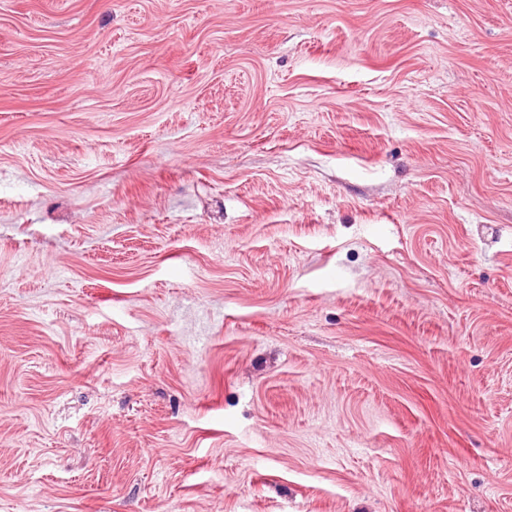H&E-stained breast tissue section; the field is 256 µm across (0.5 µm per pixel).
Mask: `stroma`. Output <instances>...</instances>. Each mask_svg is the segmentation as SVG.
I'll list each match as a JSON object with an SVG mask.
<instances>
[{
	"mask_svg": "<svg viewBox=\"0 0 512 512\" xmlns=\"http://www.w3.org/2000/svg\"><path fill=\"white\" fill-rule=\"evenodd\" d=\"M0 512H512V0H0Z\"/></svg>",
	"mask_w": 512,
	"mask_h": 512,
	"instance_id": "1",
	"label": "stroma"
}]
</instances>
